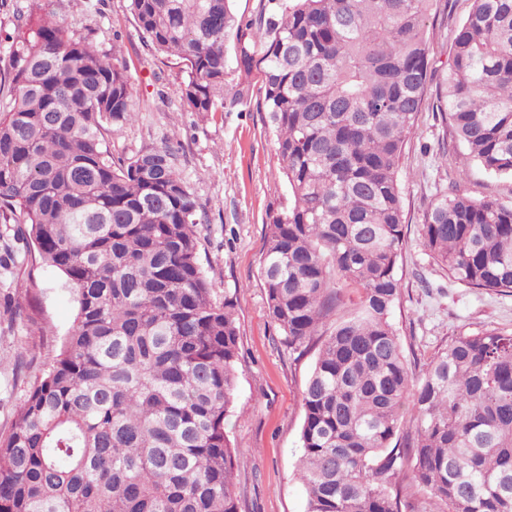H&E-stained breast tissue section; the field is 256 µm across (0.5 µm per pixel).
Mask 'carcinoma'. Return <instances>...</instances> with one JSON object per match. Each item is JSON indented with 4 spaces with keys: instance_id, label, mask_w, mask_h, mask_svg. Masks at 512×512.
Segmentation results:
<instances>
[{
    "instance_id": "cac0c4a2",
    "label": "carcinoma",
    "mask_w": 512,
    "mask_h": 512,
    "mask_svg": "<svg viewBox=\"0 0 512 512\" xmlns=\"http://www.w3.org/2000/svg\"><path fill=\"white\" fill-rule=\"evenodd\" d=\"M434 0H130L179 60L182 99L222 112L226 44L259 71L288 207L261 275L282 343L305 349L340 308L302 392L306 512H512V331L461 333L419 376L390 314L402 290L399 168L428 85L461 147L512 178V0H474L447 68L430 64ZM262 27L256 42L248 31ZM0 70V223L73 292L59 353L0 437V512H239L224 430L239 329L198 257L199 205L165 145L116 158L136 116L127 65L47 14L17 12ZM420 242L448 278L512 293V201L450 189Z\"/></svg>"
}]
</instances>
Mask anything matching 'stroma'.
Returning a JSON list of instances; mask_svg holds the SVG:
<instances>
[{
  "label": "stroma",
  "mask_w": 512,
  "mask_h": 512,
  "mask_svg": "<svg viewBox=\"0 0 512 512\" xmlns=\"http://www.w3.org/2000/svg\"><path fill=\"white\" fill-rule=\"evenodd\" d=\"M472 0H435L428 22L431 57L443 67L451 32L468 15ZM62 22L87 36L101 54L126 61L134 87V121L110 141L114 156L130 157L166 144L177 150L181 175L199 204L198 256L216 300L230 298L240 337L236 398L225 430L236 450L239 512H304L297 477L303 422L301 393L322 336L306 350L280 342L268 313L261 276L266 226L287 205L288 187L266 124L257 74L230 70L224 87H250L243 103L216 113L189 111L180 94L182 74L173 57L146 45L130 0H63ZM428 89L403 149L401 187L405 243L399 261L402 293L392 313L413 371L460 332L486 326L512 330V296L467 288L449 279L423 250L419 226L428 204L446 189L457 156L441 159L452 129L435 112ZM456 182L480 201L512 199V180L487 175L475 162ZM18 227L0 224V436L58 351L75 313L74 295L55 270L32 268L16 238Z\"/></svg>",
  "instance_id": "stroma-1"
}]
</instances>
